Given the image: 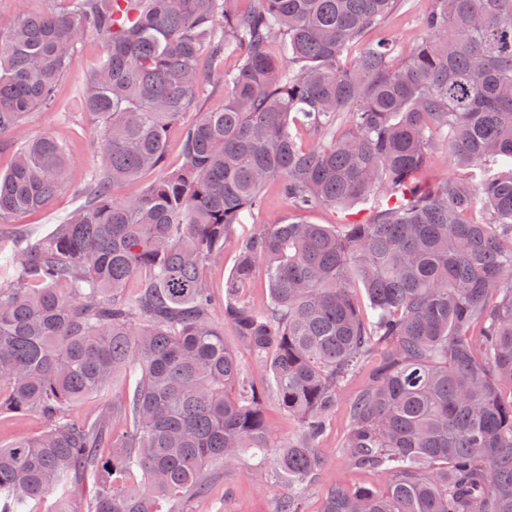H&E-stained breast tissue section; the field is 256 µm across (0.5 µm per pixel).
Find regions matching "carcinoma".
I'll use <instances>...</instances> for the list:
<instances>
[{"mask_svg":"<svg viewBox=\"0 0 512 512\" xmlns=\"http://www.w3.org/2000/svg\"><path fill=\"white\" fill-rule=\"evenodd\" d=\"M55 2L0 31V135L54 103L92 33L105 52L78 99L99 124V166L82 207L0 264V412L47 422L0 448V512H40L51 492L69 512L88 473L103 479L86 512H180L206 465L249 449L264 463L274 432L259 392L240 389L204 269L272 180L300 211L380 200L360 224L263 229L226 286L224 322L303 424L276 448L290 488L278 512H301L337 389L377 350L345 447L388 479L333 487L322 512H512V0H432L405 54L364 41L398 0ZM204 75L224 107L199 113L168 171V127L199 107ZM299 126L323 142L302 146ZM439 147L458 170H503L430 182ZM70 169L59 139L21 141L0 172V218L44 208ZM259 262L262 307L245 296ZM119 373L134 384L117 408L125 430L110 414L68 418ZM135 471L138 489L111 479Z\"/></svg>","mask_w":512,"mask_h":512,"instance_id":"1","label":"carcinoma"}]
</instances>
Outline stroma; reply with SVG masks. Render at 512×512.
Returning a JSON list of instances; mask_svg holds the SVG:
<instances>
[{"instance_id": "stroma-1", "label": "stroma", "mask_w": 512, "mask_h": 512, "mask_svg": "<svg viewBox=\"0 0 512 512\" xmlns=\"http://www.w3.org/2000/svg\"><path fill=\"white\" fill-rule=\"evenodd\" d=\"M430 6L431 0H401L399 8L387 20L388 34L401 47H409L423 37L421 19ZM101 53L102 44L98 37L84 35L78 44L68 74L59 86L57 107L29 112L18 131L0 135L1 172L9 168L13 159V141L44 133L53 134L67 144L72 162L69 186L47 208L16 214L0 223V258L10 254L15 240H36L45 236L53 224L84 202L80 189L89 173L98 165L97 125L85 112L78 109L77 91ZM263 195L264 209L245 215L241 223L233 225L224 240L223 258L209 265L206 270L216 323L223 324L224 321V285L233 272L239 244L244 237L262 227L299 218L312 224H341L361 220L370 215L374 206L373 201L367 200L345 212L318 209L301 214L288 205L277 183L268 184ZM224 340L239 357L245 384L257 388L261 393L265 414L277 441L285 442L297 438L302 430L301 424L280 405L265 366L239 340L232 327L225 326ZM377 365V357L366 358L337 393L336 405L329 415L327 429L316 444L324 462L323 471L306 492L304 512H321L330 486L378 487L387 480L382 473L352 467L344 448L350 428V407L373 376ZM127 386V378L117 375L103 390L74 402L69 413L73 418L83 419L119 405L127 393ZM265 456L266 461L261 466L257 465L255 458L247 455L234 468L210 469L207 475V492L190 496L186 503L187 512H277L280 501L288 494V481L273 461L274 450H267Z\"/></svg>"}]
</instances>
